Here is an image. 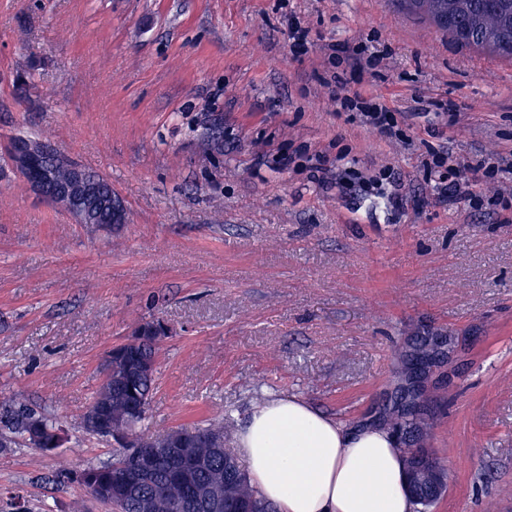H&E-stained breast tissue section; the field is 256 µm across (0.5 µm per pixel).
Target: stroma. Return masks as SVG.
Instances as JSON below:
<instances>
[{"label":"stroma","mask_w":512,"mask_h":512,"mask_svg":"<svg viewBox=\"0 0 512 512\" xmlns=\"http://www.w3.org/2000/svg\"><path fill=\"white\" fill-rule=\"evenodd\" d=\"M292 21L307 49H290ZM329 43L383 51L381 78L345 91L411 113V144L342 110L321 80ZM442 98L460 105L458 162L512 158V60L389 0H0V147L50 140L127 212L76 223L0 159V406L65 431L51 452L1 449L0 492L114 512L77 476L119 445L82 421L107 353L159 319L149 434L220 418L229 437L276 393L378 422L408 340L453 337L425 383L426 444L448 469L433 512H512V223L495 201L512 181L468 171L476 202L439 198L420 161ZM340 153L366 186L338 184Z\"/></svg>","instance_id":"obj_1"}]
</instances>
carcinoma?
<instances>
[{
  "mask_svg": "<svg viewBox=\"0 0 512 512\" xmlns=\"http://www.w3.org/2000/svg\"><path fill=\"white\" fill-rule=\"evenodd\" d=\"M397 9L425 21L448 34L456 44L512 59V0H391ZM88 183L103 197L112 198V184L97 172L88 171ZM84 224H120L126 220L123 207L94 206L79 209ZM165 330L159 320L147 321L134 329L124 344L113 348L107 356L112 375L103 379L93 396L104 414L102 422H83L86 432L101 437L120 436L128 439V447L140 450L150 472L135 491L112 484V470L127 456L123 451L113 461L91 466L80 475L85 488L97 484L110 485L107 502L116 504L120 512H189L186 498L195 487H209L224 497L223 512H277L274 504L262 499L251 485L231 453H218L224 447V420L211 419L187 433L185 456L175 462L167 456L152 453L163 447L171 432L145 435L139 425L145 419L156 382V333ZM0 448H10L20 438L41 451L58 448L57 426L47 418L24 406L5 407L0 412ZM390 431L401 436L406 446L404 460L406 485H418L410 494L415 512H431L442 494L433 491L423 479L427 467L444 469L425 441L430 419L426 405L417 403L409 410L394 405L383 419ZM233 468L236 480L224 485V471Z\"/></svg>",
  "mask_w": 512,
  "mask_h": 512,
  "instance_id": "carcinoma-1",
  "label": "carcinoma"
}]
</instances>
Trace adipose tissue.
I'll list each match as a JSON object with an SVG mask.
<instances>
[{"label": "adipose tissue", "instance_id": "adipose-tissue-1", "mask_svg": "<svg viewBox=\"0 0 512 512\" xmlns=\"http://www.w3.org/2000/svg\"><path fill=\"white\" fill-rule=\"evenodd\" d=\"M235 447L278 512H414L405 451L383 425L349 427L282 395L253 408Z\"/></svg>", "mask_w": 512, "mask_h": 512}]
</instances>
